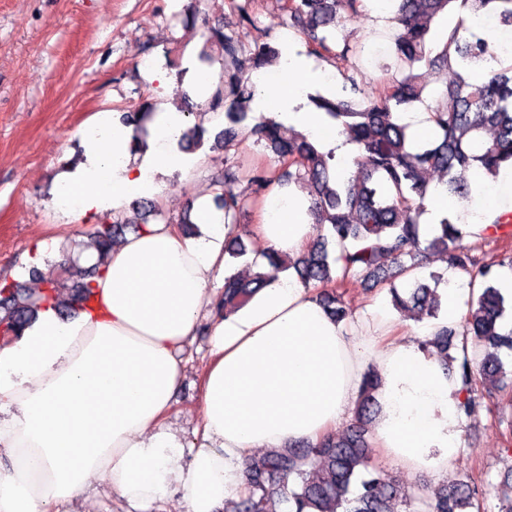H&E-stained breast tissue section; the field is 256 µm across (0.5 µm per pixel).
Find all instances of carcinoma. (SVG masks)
Listing matches in <instances>:
<instances>
[{
	"label": "carcinoma",
	"instance_id": "1",
	"mask_svg": "<svg viewBox=\"0 0 512 512\" xmlns=\"http://www.w3.org/2000/svg\"><path fill=\"white\" fill-rule=\"evenodd\" d=\"M255 0H232L240 21L255 26ZM363 0H284L282 10L288 27L305 40L310 52L327 59L343 76L341 93L310 94V103L357 145L356 168L341 180L333 172L335 153L325 151L307 135L288 137L282 125L272 119L257 118L249 108L255 89L250 74L273 61L280 49L268 42L248 47L240 33L224 26V21L191 8L186 14L192 25H200L205 42L198 60L219 64L220 77L208 90L199 109L184 96L182 112L224 113V127L214 136L210 149L227 153L244 139L265 143L277 158L278 167H250L244 176L262 194L275 184L296 185L310 197L309 212L320 229L291 260L274 252L264 255L267 266L244 278L224 272V294L220 307L229 316L246 306L253 296L279 277L294 269L306 288L317 290L316 298L338 321L351 317L345 297L349 288L360 283L388 288L393 306L422 319L438 318L441 309L438 286L443 275L431 274V282H407L402 288L392 284L418 268L431 254L444 257L448 268L469 277L472 294L462 321V350L468 340L480 347L479 358L463 356L461 361L448 355L451 330L425 343L443 355L449 375L460 381L465 416L509 389L501 353L512 352V327L503 320L508 308L502 292L503 272H512V251L504 250L498 259L481 262L474 255L476 243L487 239L512 237V214L496 216L490 231L473 233L445 217L435 233H421V217L430 192L429 174L440 176V184L460 199L471 194L466 173L477 170L490 179L512 166V63L485 62L488 41L481 30L465 25L466 16L485 19L512 31V0H399L393 16L397 26L393 54L399 75L386 79L368 92L357 81L353 62L357 48L336 44L332 28L342 18L359 13ZM447 14L457 17L441 38L435 37L431 23ZM437 69L453 76L438 93L436 105L429 107L432 124L429 139L418 142L402 123L401 114L423 99L426 85L422 69ZM154 114L145 102L136 112H126L119 121L133 127L132 150L145 144L147 123ZM208 129L200 122L188 127L180 138L181 150L190 152L204 143ZM237 172L227 168L213 180L212 187L224 223L231 226L224 242L226 265L245 255L239 215L249 199L234 191ZM132 215L102 223L91 233L99 254L107 253L118 232L135 224L160 218L175 224L184 234L193 232L194 223L185 214L166 215L155 202L143 199L131 205ZM39 275L45 288L35 296L15 282L0 283V339L9 342L33 321L38 302H54L68 310L85 299L88 270L71 263L66 273L71 291L63 296L61 279ZM378 375L364 374L359 387L355 425L346 434H328L315 443L273 449L253 456L246 469V483L239 499L226 501L224 512H468L479 509L475 487L464 478L451 483L425 485L411 492L396 477L385 476L372 464L367 434L377 415L375 393Z\"/></svg>",
	"mask_w": 512,
	"mask_h": 512
}]
</instances>
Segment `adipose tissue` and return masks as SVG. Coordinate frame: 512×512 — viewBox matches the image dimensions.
Returning <instances> with one entry per match:
<instances>
[{
  "label": "adipose tissue",
  "instance_id": "obj_1",
  "mask_svg": "<svg viewBox=\"0 0 512 512\" xmlns=\"http://www.w3.org/2000/svg\"><path fill=\"white\" fill-rule=\"evenodd\" d=\"M255 114L277 117L348 155L306 97L326 73L284 39L277 62L256 70ZM183 115L159 103L146 145L129 150L131 128L98 116L91 149L55 185L60 219L117 210L153 195L159 173L188 168L178 149ZM309 198L272 188L254 235L291 255L315 230ZM200 233L146 224L114 245L72 317L44 303L14 342L0 344V512H54L94 482L134 505L180 494L184 512H217L244 485L259 448L317 441L352 409L369 363L380 374L375 441L389 456L434 477L460 447V385L413 342L381 346L386 316L360 328L326 314L311 289L287 274L244 308L213 319L203 377L202 427L191 447L168 424L183 378L179 351L224 276L222 220L198 207Z\"/></svg>",
  "mask_w": 512,
  "mask_h": 512
}]
</instances>
